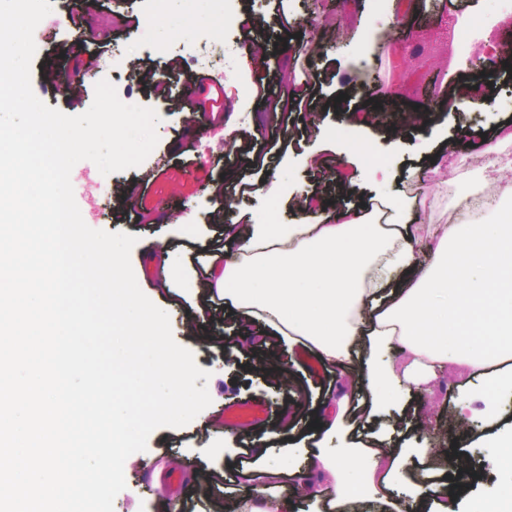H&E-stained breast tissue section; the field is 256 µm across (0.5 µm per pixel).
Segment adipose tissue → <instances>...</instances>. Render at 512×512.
<instances>
[{"label":"adipose tissue","mask_w":512,"mask_h":512,"mask_svg":"<svg viewBox=\"0 0 512 512\" xmlns=\"http://www.w3.org/2000/svg\"><path fill=\"white\" fill-rule=\"evenodd\" d=\"M298 209L293 224L225 225L228 248L195 276L246 323L311 348L326 366L360 355L369 393L327 395L326 413L310 423L315 442L304 448L303 467L243 470L246 495L236 512H282L288 493L310 501L313 512H348L355 502L376 512H425L432 497L441 512H457L467 467L458 465L449 482L410 478L408 465L424 449L389 445L371 422L457 365L483 376L484 395L512 391V209L493 224L434 225L438 254L429 265L415 253L402 202H392L397 220L383 228L359 211L323 224L308 200ZM396 344L409 352L398 367L384 360ZM333 438L339 451L325 446ZM401 481L410 486L405 499L390 494Z\"/></svg>","instance_id":"ef3b65f1"}]
</instances>
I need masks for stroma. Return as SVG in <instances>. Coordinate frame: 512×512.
<instances>
[{"label": "stroma", "instance_id": "35a3bbf8", "mask_svg": "<svg viewBox=\"0 0 512 512\" xmlns=\"http://www.w3.org/2000/svg\"><path fill=\"white\" fill-rule=\"evenodd\" d=\"M307 0H266L254 12L252 0H240L241 40L265 47L262 68L242 63L238 80L219 81L224 119H211L200 95L185 92L167 101L155 99L149 74L169 72L172 80L190 74L206 78L201 65V38L212 29L224 0H86L85 21L73 28L70 5L60 0L34 32L37 53L32 64V87L49 107L79 115L91 106L94 86L103 79L115 87L121 101L133 100L152 108L159 141L137 167L109 175L94 163L80 161L75 169L89 178L96 196L76 203L85 223L94 229L137 236L131 264L140 289L166 310L175 341L189 349L197 365L210 371L207 388L211 404L188 425L153 431L145 451L124 464L126 487L115 498L114 512H212L216 500L244 495L241 483H205L192 494L170 483L172 473L208 476L230 466L255 460L254 448L266 450L269 466L299 465L297 450L309 434L307 420L322 412L329 389L354 380L353 367L328 369L309 351L288 348L282 339L260 326L244 331L236 318L225 315L224 302L195 279V270L224 245L228 224H264L269 216L292 222L293 203L301 197L317 201L331 180H339L341 207L361 199L395 198L408 203L412 244L422 262H432L435 244L429 235L444 224L455 202L471 186L476 173L506 182L507 171L488 167L484 151L500 147L512 159V69L505 58L489 50L475 60L448 53V27L461 14H491L493 0H386L387 35L371 44L372 54L385 56L383 73L354 64L363 33L374 18V0H323L332 25L309 31ZM290 30H283L281 17ZM344 38H337V24ZM74 44L70 58L59 61L55 85L43 87L40 75L55 46ZM494 77L489 106L470 112H449L445 97L464 92L466 83L484 73ZM317 75L320 100L314 112V131H307L295 114L277 110L290 79ZM264 86L265 98L242 100L239 84ZM385 84L407 106L430 112L425 123L399 129L369 117L362 106L376 98ZM252 122H244L243 112ZM287 137L286 152L270 154L262 171L248 173L251 148L275 137ZM256 188L240 193V181ZM169 258L173 277L158 284L162 258ZM284 359L287 378L270 374L264 359ZM298 401L297 426L280 432L275 422L286 400ZM499 414L488 419L480 377L459 389L454 376H438L430 393L412 397L395 428L396 439L417 434L451 439L450 450L467 462L475 479L460 497V512L472 501L498 488L502 472L493 464L492 439L512 429V392L498 393ZM255 404L261 411L237 430L228 443L219 425L222 415ZM468 438L453 442L457 426ZM163 463L159 476L145 474L148 460Z\"/></svg>", "mask_w": 512, "mask_h": 512}]
</instances>
